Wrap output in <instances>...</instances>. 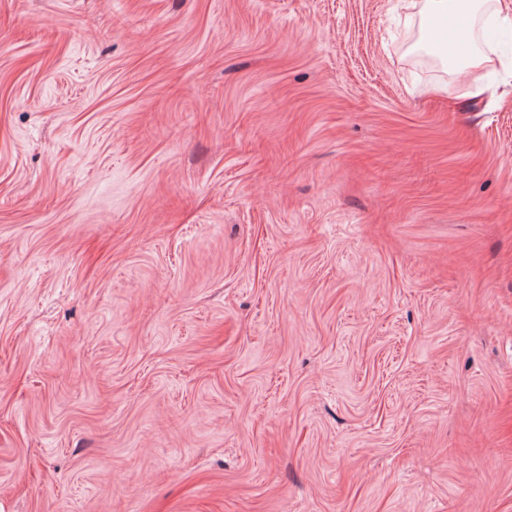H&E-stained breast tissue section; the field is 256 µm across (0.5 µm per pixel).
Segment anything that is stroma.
<instances>
[{"mask_svg": "<svg viewBox=\"0 0 512 512\" xmlns=\"http://www.w3.org/2000/svg\"><path fill=\"white\" fill-rule=\"evenodd\" d=\"M396 2L0 0V512H512V55ZM419 10L423 18H444L448 22L452 47L448 54V44L443 41L440 30L430 28L425 32L426 44L435 50L440 60L454 72H463L481 62L480 58L468 51L473 42L471 21L482 9V0H423ZM443 47V48H442Z\"/></svg>", "mask_w": 512, "mask_h": 512, "instance_id": "1", "label": "stroma"}]
</instances>
